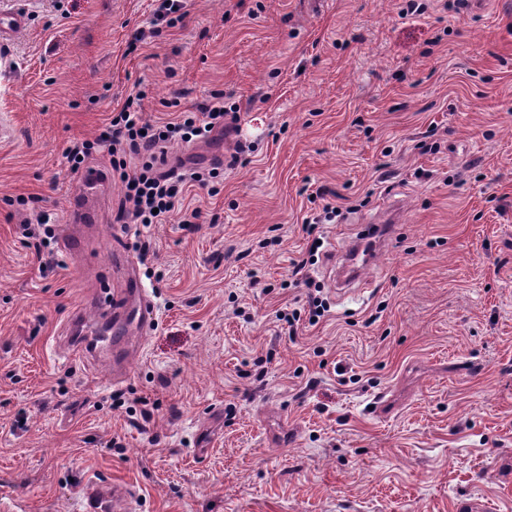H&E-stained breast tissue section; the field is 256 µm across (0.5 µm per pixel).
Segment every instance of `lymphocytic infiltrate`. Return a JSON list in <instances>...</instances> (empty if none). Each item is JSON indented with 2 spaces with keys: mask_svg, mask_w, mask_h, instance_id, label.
<instances>
[{
  "mask_svg": "<svg viewBox=\"0 0 512 512\" xmlns=\"http://www.w3.org/2000/svg\"><path fill=\"white\" fill-rule=\"evenodd\" d=\"M144 93L127 97L121 109L113 113L105 130L95 141L74 142L66 152L73 175L91 174L88 165L94 152H103L112 173L117 174L124 195L118 221L136 224L198 223L202 211L184 205L187 184L206 187L220 177L219 168L190 169L178 175L165 169L166 149L176 142L190 143L223 130V95H214L196 111L183 112L167 121H150L143 112Z\"/></svg>",
  "mask_w": 512,
  "mask_h": 512,
  "instance_id": "obj_1",
  "label": "lymphocytic infiltrate"
}]
</instances>
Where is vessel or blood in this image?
<instances>
[{
    "label": "vessel or blood",
    "mask_w": 512,
    "mask_h": 512,
    "mask_svg": "<svg viewBox=\"0 0 512 512\" xmlns=\"http://www.w3.org/2000/svg\"><path fill=\"white\" fill-rule=\"evenodd\" d=\"M109 179L104 172L87 175L72 202L83 212L85 222L94 217L88 205L106 189ZM398 219L388 215L385 223L370 225L366 234L352 240L339 253L338 287L354 292L361 281L363 269L375 253L391 245ZM155 320L151 301L145 296L136 279H128L124 288L106 299L95 295L71 312L65 325L71 335L70 347L90 361L106 365L108 376L122 382L133 354L140 346L132 340L133 334H147ZM133 501L128 488L108 483H91L82 495V512H131Z\"/></svg>",
    "instance_id": "1"
}]
</instances>
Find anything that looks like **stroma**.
<instances>
[{
    "label": "stroma",
    "instance_id": "stroma-1",
    "mask_svg": "<svg viewBox=\"0 0 512 512\" xmlns=\"http://www.w3.org/2000/svg\"><path fill=\"white\" fill-rule=\"evenodd\" d=\"M419 2L187 0L131 54L153 0H0L29 18L0 45V512H80L92 482L140 512H512V0ZM141 90L150 120L236 106L237 131L167 152L225 162L218 194L189 189V227L122 225L111 177L87 254L41 269L26 227L73 222L67 147ZM328 202L308 274L330 312L292 337L276 316L307 309L291 263ZM390 203L391 247L340 292L337 252ZM118 251L156 323L115 385L59 338Z\"/></svg>",
    "mask_w": 512,
    "mask_h": 512
}]
</instances>
